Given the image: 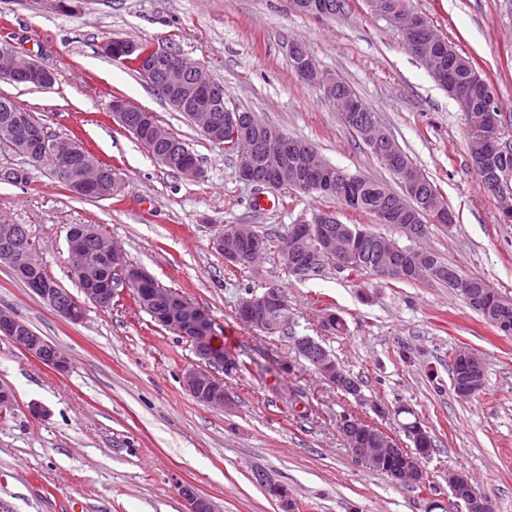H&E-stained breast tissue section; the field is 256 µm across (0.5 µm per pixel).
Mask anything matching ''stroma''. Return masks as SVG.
Here are the masks:
<instances>
[{
    "mask_svg": "<svg viewBox=\"0 0 512 512\" xmlns=\"http://www.w3.org/2000/svg\"><path fill=\"white\" fill-rule=\"evenodd\" d=\"M486 77L512 138V0H412ZM111 38L146 41L204 63L231 107L257 114L310 144L328 163L399 190L396 177L345 126L315 87L292 71L289 50L303 44L319 67L346 80L386 132L437 186L455 221L430 225L422 249L512 298V224L503 223L468 150L470 118L410 54L401 33L366 0L314 17L290 0H76L73 13L41 0H0V41L52 72L48 89L0 80V95L33 112L55 138L81 139L116 167L119 199L68 191L52 168L0 146V222L29 230L47 275L74 298L66 235L92 224L116 241L128 264L203 309L217 345L247 366L224 378L230 401L197 403L181 374L196 363L192 344L159 326L130 294L90 303L69 321L0 267V310L27 322L70 360L67 372L44 365L0 335V380L17 405L0 414V512H186L184 486L219 512H285L269 487L283 486L294 512H446L449 471L468 475L494 512H512V336L499 334L459 292L424 283L389 284L329 269L301 280L276 253L259 269L231 267L212 246L228 224L269 236L329 211L399 237L369 215L335 200L282 191L260 193L240 181L239 159L212 144L184 113L125 65L101 52ZM153 112L186 142L204 171L186 181L159 165L129 131L114 124L113 98ZM23 171L26 180L4 179ZM282 288L292 322L273 336L237 317L240 297ZM347 322L336 336L325 313ZM310 336L358 379L360 397L322 381L293 345ZM486 364L476 397L456 396L451 357L458 348ZM43 415L29 412L31 404ZM408 408L434 439L424 460L426 486L394 484L357 459L341 430L357 417L397 435L394 412Z\"/></svg>",
    "mask_w": 512,
    "mask_h": 512,
    "instance_id": "stroma-1",
    "label": "stroma"
}]
</instances>
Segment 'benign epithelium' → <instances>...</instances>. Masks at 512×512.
I'll use <instances>...</instances> for the list:
<instances>
[{"label":"benign epithelium","mask_w":512,"mask_h":512,"mask_svg":"<svg viewBox=\"0 0 512 512\" xmlns=\"http://www.w3.org/2000/svg\"><path fill=\"white\" fill-rule=\"evenodd\" d=\"M371 11L387 19L396 27L403 37L412 36L416 31L426 29L427 37L423 42L414 44L416 57L426 66L431 76L442 86L448 88L449 94L456 100L462 111H471V97L461 89L462 82L445 66L442 46L443 36L439 35L434 25L415 10L407 11L397 5L389 6L384 0H367ZM117 54L133 59L139 68L152 75L153 87L173 107L180 111H189L190 120L201 131L210 133L219 129L221 122L238 128L243 133L240 141L242 150L239 153L238 178L257 189L280 190L294 185L303 191H320L324 194L336 193L344 175L341 170L326 164L317 156L314 149L305 143H291L287 136L277 129L265 130L267 153L277 157L285 152L295 156L299 165L290 167L279 166L276 171L265 177L255 174L251 129L252 120L229 113L221 117L224 111L223 100L217 88L210 85L211 76L205 69L188 71L176 61L169 51L156 48L151 52H143L136 43H128L122 39L114 40ZM290 64L303 81L321 89L328 102L339 112H352L360 109V105L350 98L334 94L337 81L323 74L312 55L305 52L298 54L290 51ZM0 75L10 81L31 84L39 88H48L53 82V74L33 60L21 57L16 48L9 42L0 48ZM112 119L126 130L137 133L147 131L154 143H165L167 149L154 155V160L168 167H178L184 177L196 181L203 176L200 165L192 162L188 154L177 145L171 143L169 132L159 124L149 125L146 116L150 112L135 107L125 99L116 97L111 104ZM360 132L372 150L384 154L392 164V170L403 187L414 189L423 183L419 171L398 160V153L393 150L394 143L390 137L375 123L371 117L363 119ZM12 135L21 140L26 151L39 158L46 157L47 138L43 129L37 125L17 126ZM55 155L49 157L55 171L63 175L71 173L77 159H83L82 176L75 183L80 191L89 190L98 199H107L119 191L120 180L112 167L97 161H86V154L75 144L54 143ZM335 222V216L323 212L304 224H291L288 233L278 242V250L283 257H288L295 250L298 239L308 237L317 241L319 253L310 256L307 264L312 266L319 262L322 254L332 255L336 250V240L350 233L346 228L330 229L328 225ZM383 255L377 265L378 277L392 279L402 274V266L396 261L401 253L397 243L383 234H370ZM68 253L72 264L76 265L81 276L80 284L86 300L101 307H106L119 295L118 287L128 291L144 279L151 278L146 270L127 264L121 250L103 236H95L94 231L83 226H76L67 235ZM213 247L224 254V262L229 266H253L254 253L266 248L265 238L252 224H233L224 226V230L213 239ZM110 263L112 271L120 273L118 283L112 278H101L90 252ZM0 264L8 266L12 272L27 276L32 290L37 296L60 316L78 322L84 317V305L74 299L65 289L43 282L39 274L43 272L37 258V250L28 239L27 228L22 224H0ZM456 288L466 298L482 308L487 320L501 329L509 330V315L512 309L505 306L506 298L498 303L488 302L493 291L482 282L468 277H457ZM169 294L167 288H155L142 295L137 294L139 305L147 311L153 320L161 326L173 331L192 343L196 356L201 364L185 369L182 383L186 391L199 403L211 407L222 408L228 402L224 387V379L215 376L207 366L219 365L228 375H234L239 369V362L233 355H224V351L212 342L211 321L209 315L195 307L184 309V314L174 318L159 310L157 304L161 298ZM240 320L253 330L267 331L273 315H278L274 325L285 328L288 326V300L276 285H269L265 291L257 294L249 292L241 298L237 306ZM0 334L12 340L28 355L42 364L52 367L59 373L69 369V360L53 343L41 336L23 320L0 311ZM296 353L308 359L316 366L317 372L329 384L355 395L359 392L357 381L338 368L336 360L315 339L302 338ZM454 367L461 371V380L455 390L458 397L467 399L471 394L483 387L484 362L475 353L466 349H458L453 355ZM369 431L367 423L354 421L344 435L352 453L360 460L369 464L393 460L396 465L389 469L388 474L398 484L419 485L424 483L426 472L423 460L428 456L426 440L429 433L417 427L413 441L416 448H402L397 439L389 434L380 438L367 440L362 432ZM448 488L454 502L462 504L466 512H492L491 504L479 495L468 476L460 471L448 473ZM182 496L187 504V512H217L213 501L197 493L187 486L182 488Z\"/></svg>","instance_id":"obj_1"}]
</instances>
